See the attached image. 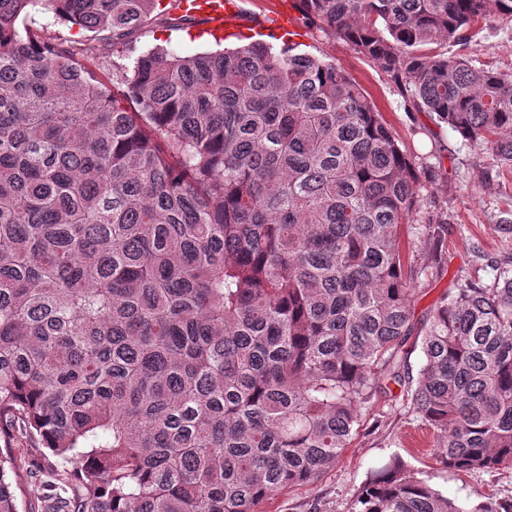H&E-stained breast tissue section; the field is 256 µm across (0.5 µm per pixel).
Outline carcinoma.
<instances>
[{"instance_id": "carcinoma-1", "label": "carcinoma", "mask_w": 512, "mask_h": 512, "mask_svg": "<svg viewBox=\"0 0 512 512\" xmlns=\"http://www.w3.org/2000/svg\"><path fill=\"white\" fill-rule=\"evenodd\" d=\"M0 0V512L14 442L72 468L45 512H259L336 466L402 383L421 173L336 63L274 33L104 71ZM112 49L163 0H44ZM419 112L512 165V78L450 57L512 0H297ZM443 270L441 227L424 225ZM410 387L453 471L512 467V267L459 278ZM352 512L467 508L395 456Z\"/></svg>"}]
</instances>
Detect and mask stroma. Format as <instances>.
Masks as SVG:
<instances>
[{
  "label": "stroma",
  "mask_w": 512,
  "mask_h": 512,
  "mask_svg": "<svg viewBox=\"0 0 512 512\" xmlns=\"http://www.w3.org/2000/svg\"><path fill=\"white\" fill-rule=\"evenodd\" d=\"M477 39L448 43V55H466L474 65H487L512 76V20L494 18L481 23ZM140 51L165 42L170 50L194 54L215 49L211 34L187 23L171 30L158 24L133 32ZM307 52L333 61L364 90L392 128L402 150L416 166L434 169L424 180L419 222L440 221L442 274L419 276L411 307L415 324L452 288L457 274L490 281L494 266L512 264V167L493 165L482 144L462 138L429 113L416 111L390 76L373 61L356 53L328 32L313 29L304 38ZM433 430L413 410L406 386L389 382L385 393L367 404L360 425L336 466L316 484L286 487L265 501L261 512H349L355 493L371 470L392 456L403 457L427 471L434 487L464 504L481 495L512 499V468L459 472L443 468ZM14 482L23 489L19 512H43L42 505L60 463L47 450L18 445Z\"/></svg>",
  "instance_id": "35a3bbf8"
}]
</instances>
